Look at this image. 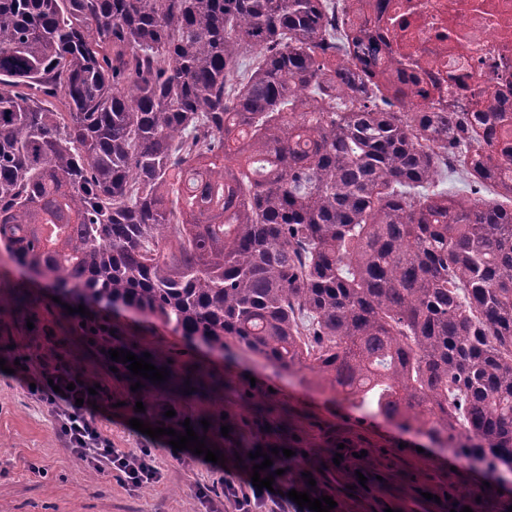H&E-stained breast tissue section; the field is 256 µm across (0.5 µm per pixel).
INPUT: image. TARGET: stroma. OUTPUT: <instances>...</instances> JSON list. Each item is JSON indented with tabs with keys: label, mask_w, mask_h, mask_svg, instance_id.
<instances>
[{
	"label": "stroma",
	"mask_w": 512,
	"mask_h": 512,
	"mask_svg": "<svg viewBox=\"0 0 512 512\" xmlns=\"http://www.w3.org/2000/svg\"><path fill=\"white\" fill-rule=\"evenodd\" d=\"M31 296L39 304L20 319L0 320V358L7 363L27 362L35 347L27 335L29 325L52 323L61 339L69 364L88 363L98 372V382L107 399L97 414L113 447L130 452L152 449L161 467L160 483L133 491L118 475L102 474L84 467L65 447L58 434L49 405L28 390L30 370L8 374L0 370V512H234L215 481L224 473L249 477L253 459L240 439L242 418L250 396H271L277 408L290 410L295 433L306 451L287 460L283 448L287 437L260 432L255 440L263 452L278 448L273 461L280 474L273 483L279 496L275 512H301L289 499V491H307L309 478L323 482L325 493L344 503L346 512H448L444 503L424 498L428 477L447 478L455 460L447 449L429 445L427 440L408 438L406 447L386 448L397 430L379 417H363L334 390L318 387V375L308 369L291 373L262 361L229 359L205 347L185 346L180 336L156 321L128 313L114 318V344L136 356L169 351L166 381H145L136 387V378L126 368L111 371L109 362L93 349L85 336L75 332L67 316L54 309L52 293L34 288ZM197 382L195 391L185 392L180 383ZM144 413H135L136 404ZM175 418H167L168 410ZM225 420H215L217 411ZM141 416L149 427L192 426L205 434L209 449L220 450L223 463L197 455L184 466L170 455L168 436L152 438L131 428L129 421ZM369 433L378 443L367 462L380 475L378 481L359 484L354 466L336 468L326 455L321 432L336 424ZM229 433H222V425ZM211 484L207 496L197 487Z\"/></svg>",
	"instance_id": "stroma-1"
}]
</instances>
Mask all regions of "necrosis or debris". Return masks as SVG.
<instances>
[{
    "label": "necrosis or debris",
    "instance_id": "obj_1",
    "mask_svg": "<svg viewBox=\"0 0 512 512\" xmlns=\"http://www.w3.org/2000/svg\"><path fill=\"white\" fill-rule=\"evenodd\" d=\"M365 17L415 99L512 112V0H340Z\"/></svg>",
    "mask_w": 512,
    "mask_h": 512
}]
</instances>
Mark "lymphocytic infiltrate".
<instances>
[{"label":"lymphocytic infiltrate","mask_w":512,"mask_h":512,"mask_svg":"<svg viewBox=\"0 0 512 512\" xmlns=\"http://www.w3.org/2000/svg\"><path fill=\"white\" fill-rule=\"evenodd\" d=\"M58 335L38 336L33 357L35 395L54 408L56 426L70 452L101 473H118L134 490L157 483L161 473L150 449L134 454L113 447L91 411L94 397L57 352Z\"/></svg>","instance_id":"1"}]
</instances>
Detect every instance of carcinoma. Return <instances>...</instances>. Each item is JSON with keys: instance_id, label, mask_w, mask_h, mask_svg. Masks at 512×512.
I'll return each instance as SVG.
<instances>
[{"instance_id": "obj_1", "label": "carcinoma", "mask_w": 512, "mask_h": 512, "mask_svg": "<svg viewBox=\"0 0 512 512\" xmlns=\"http://www.w3.org/2000/svg\"><path fill=\"white\" fill-rule=\"evenodd\" d=\"M337 17L330 0H0V261L84 306L83 334L132 312L310 367L451 450L449 508L508 512L512 114L414 102L367 20ZM444 171L495 197L435 188ZM27 307L0 295V317ZM336 443L342 466L377 447Z\"/></svg>"}]
</instances>
